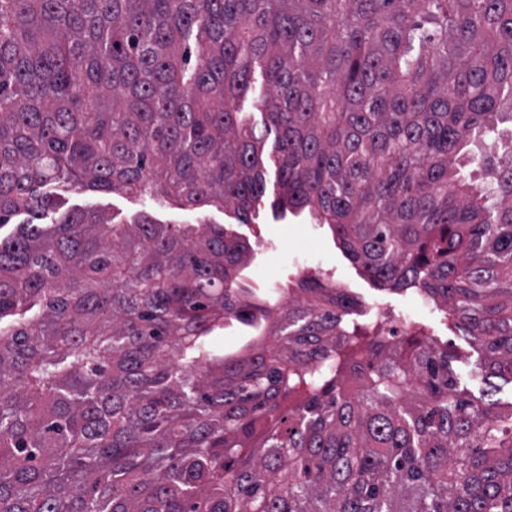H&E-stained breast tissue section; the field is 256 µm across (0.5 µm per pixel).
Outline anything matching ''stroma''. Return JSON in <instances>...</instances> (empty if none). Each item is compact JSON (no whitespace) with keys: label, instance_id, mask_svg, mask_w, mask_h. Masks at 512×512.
<instances>
[{"label":"stroma","instance_id":"1","mask_svg":"<svg viewBox=\"0 0 512 512\" xmlns=\"http://www.w3.org/2000/svg\"><path fill=\"white\" fill-rule=\"evenodd\" d=\"M61 211L73 208L89 209L114 216L116 221L128 222L142 211L164 224H193L204 219L210 224L224 225L230 217L224 211L213 208L195 216L175 203L146 208L141 199L126 195L91 190L57 189ZM285 224L295 236L284 239L276 232L278 224ZM277 222L272 215H264L252 224L238 225V232L252 246L248 269V284L254 288H285L293 280L297 270L312 267L325 283L344 288L358 300L357 312L363 323H372L378 314L400 315L420 325L429 343L447 346L456 359L453 366L461 387L473 394H480L487 385L474 366L476 354L467 337L451 330L443 314L429 313L412 294L380 290L360 275L336 247L330 231L319 224H311L300 217H290ZM277 259L276 273H268L270 259Z\"/></svg>","mask_w":512,"mask_h":512}]
</instances>
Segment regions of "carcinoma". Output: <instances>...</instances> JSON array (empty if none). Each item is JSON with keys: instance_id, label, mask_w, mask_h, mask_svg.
<instances>
[{"instance_id": "carcinoma-1", "label": "carcinoma", "mask_w": 512, "mask_h": 512, "mask_svg": "<svg viewBox=\"0 0 512 512\" xmlns=\"http://www.w3.org/2000/svg\"><path fill=\"white\" fill-rule=\"evenodd\" d=\"M512 0H0V512H512V402L218 224L309 213L512 381ZM242 337L224 349L217 338Z\"/></svg>"}]
</instances>
